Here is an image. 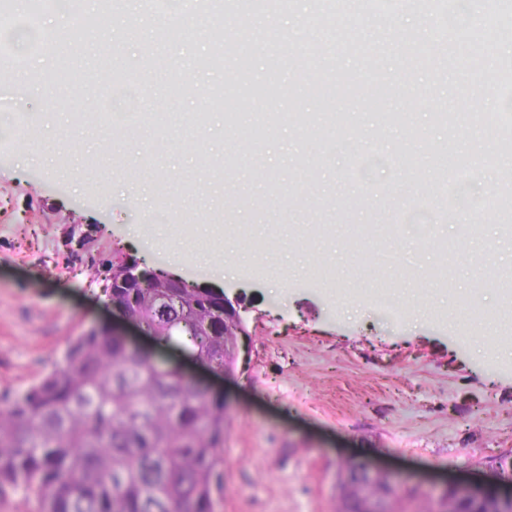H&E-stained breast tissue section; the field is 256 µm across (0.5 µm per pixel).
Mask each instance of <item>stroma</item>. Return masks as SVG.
Instances as JSON below:
<instances>
[{"mask_svg":"<svg viewBox=\"0 0 512 512\" xmlns=\"http://www.w3.org/2000/svg\"><path fill=\"white\" fill-rule=\"evenodd\" d=\"M84 0L96 18L62 27L83 66L111 44L108 70L68 91L29 90L31 69L53 68L28 48L44 0L0 10V33L20 63L0 71V394L26 391L63 360L74 336L112 329L224 396V498L217 512H336L339 467L370 457L396 483L393 512H438L448 481L505 486L512 454V225L483 208L503 182L482 180L480 155L499 153L485 116L504 85L468 70L512 67V29L450 0H355L339 29L308 26L336 0H290L273 20L252 0ZM236 34L245 71L210 67L217 23ZM457 38L433 68L406 69L413 46ZM176 28L167 42L157 31ZM327 63L329 108L308 99L299 71L313 46ZM389 83L384 111L343 80ZM183 90L170 98L172 81ZM274 82L287 96L245 95ZM111 87L102 96L103 87ZM242 96L236 119L213 110L214 89ZM280 122L250 150L244 133L267 113ZM405 113L406 124L389 121ZM364 148L335 149L342 130ZM417 159L410 168L409 159ZM467 176L448 182V168ZM422 191L398 209L395 189ZM161 229L130 243L135 226ZM127 252L188 281L239 293L249 336L235 370L215 374L177 345L153 341L107 307L95 277ZM480 254L485 281L466 262ZM427 273L415 279L409 269Z\"/></svg>","mask_w":512,"mask_h":512,"instance_id":"1","label":"stroma"}]
</instances>
